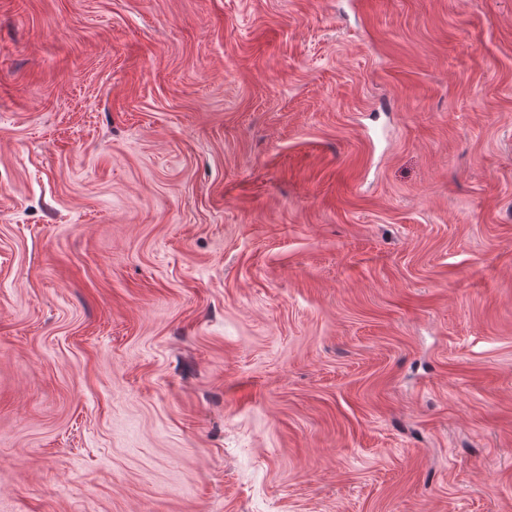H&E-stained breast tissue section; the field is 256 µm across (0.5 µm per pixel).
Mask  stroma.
<instances>
[{
	"instance_id": "35a3bbf8",
	"label": "stroma",
	"mask_w": 512,
	"mask_h": 512,
	"mask_svg": "<svg viewBox=\"0 0 512 512\" xmlns=\"http://www.w3.org/2000/svg\"><path fill=\"white\" fill-rule=\"evenodd\" d=\"M0 512H512V0H0Z\"/></svg>"
}]
</instances>
